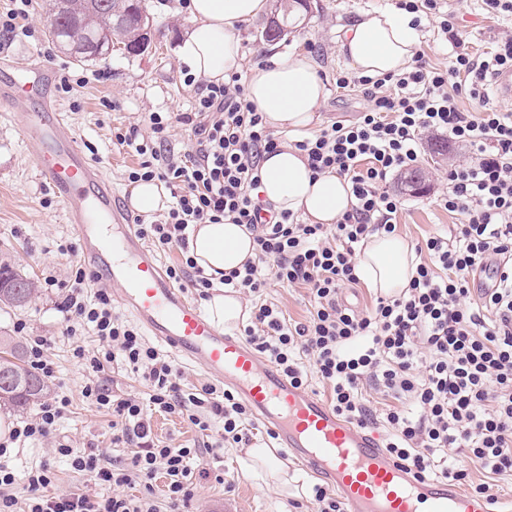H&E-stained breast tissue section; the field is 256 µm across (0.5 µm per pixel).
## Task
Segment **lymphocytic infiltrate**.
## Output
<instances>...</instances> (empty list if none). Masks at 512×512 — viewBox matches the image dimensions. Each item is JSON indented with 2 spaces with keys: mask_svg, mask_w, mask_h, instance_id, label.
Masks as SVG:
<instances>
[{
  "mask_svg": "<svg viewBox=\"0 0 512 512\" xmlns=\"http://www.w3.org/2000/svg\"><path fill=\"white\" fill-rule=\"evenodd\" d=\"M397 7L412 26L438 28L454 53L444 66L420 53L399 75L337 78V87L360 89L366 111L295 143L312 173L330 171L349 182L355 204L336 223L306 224L262 200L260 159L276 151L280 138L248 100L240 73L201 85L183 70L184 85L199 88L190 111L148 113L149 137L132 127L114 138L141 158L129 182L155 180L170 192L167 211L141 225L140 233L158 248L180 251V264L167 269L176 283L202 299L214 286L190 253L193 225L228 218L252 235L254 259L225 273L223 284L249 298L243 336L262 359L297 385L315 381L328 388L333 408L350 422L382 421L390 431L386 450L416 476L461 481L474 468L489 480L512 477V113L501 111L485 91L489 75L512 69V35L500 34L492 51L476 55L438 0H398ZM465 99L471 109L462 108ZM175 123L193 135L190 150L179 157L169 148ZM427 133L447 134L470 151L449 169L448 190L438 200L459 222L449 233L416 243V274L405 292L378 297L366 311L341 305L340 290L359 282L356 256L366 239L395 232L401 202L385 183L417 160ZM490 267L500 275L497 288L477 289V274ZM94 279L93 271L78 266L64 291H56L51 275L42 286L56 293L64 336L94 337V346L72 348L85 373L81 395L111 415L113 446L132 454L118 464L105 461L99 449L76 447L57 432L68 396L48 398L0 441V512H189L198 481L208 476L192 460L202 450L219 456L251 447L249 409L230 389L187 384L170 358L114 313L107 289L87 293ZM272 279L305 286L311 306L306 322L288 321L268 301ZM117 361L146 383L148 399L109 387L104 372ZM368 385L396 399V406L373 413L363 397ZM154 411L186 418L204 436L202 449L157 439ZM45 440L83 476L86 491L51 492L54 474L43 461L27 469L24 497L14 494L10 445ZM452 448L459 463L448 461ZM159 476L166 480L160 497L153 486ZM488 482L477 493H486ZM134 484L139 494H125Z\"/></svg>",
  "mask_w": 512,
  "mask_h": 512,
  "instance_id": "1",
  "label": "lymphocytic infiltrate"
}]
</instances>
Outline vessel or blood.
Wrapping results in <instances>:
<instances>
[{"mask_svg":"<svg viewBox=\"0 0 512 512\" xmlns=\"http://www.w3.org/2000/svg\"><path fill=\"white\" fill-rule=\"evenodd\" d=\"M35 101L41 104L37 113L30 110ZM0 110L10 113L35 146L38 177L63 203L81 260L118 288L126 313L175 356L199 364L236 391L280 447L328 482L344 512H492L487 497L400 466L375 435L342 419L273 365L261 364L242 337L225 333L204 315L166 276L143 244L124 197L86 157L51 100L44 66L0 82Z\"/></svg>","mask_w":512,"mask_h":512,"instance_id":"obj_1","label":"vessel or blood"}]
</instances>
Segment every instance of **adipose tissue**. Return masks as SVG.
Wrapping results in <instances>:
<instances>
[{"instance_id":"1","label":"adipose tissue","mask_w":512,"mask_h":512,"mask_svg":"<svg viewBox=\"0 0 512 512\" xmlns=\"http://www.w3.org/2000/svg\"><path fill=\"white\" fill-rule=\"evenodd\" d=\"M268 0H190V26L180 47L183 61L197 77L220 83L225 75L247 72V97L267 127L305 133L317 121L326 87L314 60L306 52L271 55L264 63L244 68L240 32L243 25L264 16ZM339 50L362 75L384 76L409 69L417 37L406 16L373 12L340 31ZM261 192L276 209L300 215L309 224H333L354 200L346 181L333 173L313 175L301 151L282 143L278 152L261 161ZM190 250L209 274L239 268L254 258L251 235L236 224L197 225ZM416 269L413 247L395 234L376 233L367 238L357 257V272L368 288L383 296L407 289ZM209 317L230 327L246 320L249 308L237 294L213 288L205 302ZM243 473L264 483L287 489L291 483L286 460L274 449H247L239 460Z\"/></svg>"}]
</instances>
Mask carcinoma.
I'll list each match as a JSON object with an SVG mask.
<instances>
[{"label":"carcinoma","instance_id":"carcinoma-1","mask_svg":"<svg viewBox=\"0 0 512 512\" xmlns=\"http://www.w3.org/2000/svg\"><path fill=\"white\" fill-rule=\"evenodd\" d=\"M152 19L145 0H55L48 23L57 43L78 62L104 59L98 45L136 55L144 43V29ZM35 284L0 266V302L21 307L28 303ZM45 381L25 364L22 346L11 336H0V406L24 411L46 393Z\"/></svg>","mask_w":512,"mask_h":512}]
</instances>
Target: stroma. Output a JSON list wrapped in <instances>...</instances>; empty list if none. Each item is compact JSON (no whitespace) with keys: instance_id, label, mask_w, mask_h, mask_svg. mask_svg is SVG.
Returning a JSON list of instances; mask_svg holds the SVG:
<instances>
[{"instance_id":"1","label":"stroma","mask_w":512,"mask_h":512,"mask_svg":"<svg viewBox=\"0 0 512 512\" xmlns=\"http://www.w3.org/2000/svg\"><path fill=\"white\" fill-rule=\"evenodd\" d=\"M186 0H146L154 18L152 50L137 56L113 53L109 59L90 65L74 62L52 42L47 29V0H34L31 24L35 34L14 41L0 50V77L24 71L30 66L49 63L53 85L63 78L77 80L71 93L57 94L56 101L67 113L84 149L100 163L105 177L129 195V171L141 158L130 149L114 143L112 133L141 125L146 112H186L191 108L193 92L179 83L184 63L179 54L182 36L189 26ZM447 9L456 11L457 27L471 52L490 51L492 41L506 26L505 21L490 17L480 0H445ZM395 0H313L311 10L284 39L267 42L260 34L267 18L246 24L241 33L245 67L265 61L275 53L304 51L316 62L317 73L326 86V98L318 110V126L357 118L366 106L360 92L336 86L338 75L351 67L340 54L336 42L339 27L362 13L395 9ZM468 154L466 148L451 142L447 135L426 134L416 165L426 173V189L419 194L402 191L399 175H390L386 188L402 203L397 233L409 244H416L437 231L449 230L455 217L437 204L448 189L446 173ZM65 222L64 206L38 179L35 151L23 139L18 124L0 112V266L40 281L43 272H51L61 283H69L71 271L80 257L61 254L58 246L74 241ZM26 320L29 332L51 340L50 356L57 366L50 392L62 391L71 398L66 415L58 428L78 446L99 448L105 459L126 458L128 451L112 445L108 416L89 405L80 394L83 372L71 357L74 343L63 336V317L54 298L36 290L22 308L0 306V334H12L17 320ZM239 449H225L223 457L206 455L200 461L209 478L197 485L196 512H209L223 505V512H315L308 495L315 476L301 463L292 462L290 472L297 482L292 496H282L272 485L243 476L237 458ZM50 461L56 478V493L79 491L80 478L69 461L52 456L47 444H37L20 451L13 459L17 476L40 461ZM223 482H216V475Z\"/></svg>"}]
</instances>
